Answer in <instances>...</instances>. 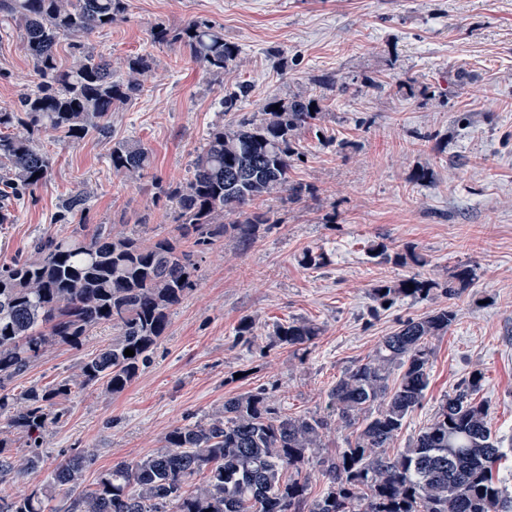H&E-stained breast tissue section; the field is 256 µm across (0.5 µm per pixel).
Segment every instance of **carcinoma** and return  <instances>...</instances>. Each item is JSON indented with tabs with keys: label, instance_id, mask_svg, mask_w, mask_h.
Wrapping results in <instances>:
<instances>
[{
	"label": "carcinoma",
	"instance_id": "carcinoma-1",
	"mask_svg": "<svg viewBox=\"0 0 512 512\" xmlns=\"http://www.w3.org/2000/svg\"><path fill=\"white\" fill-rule=\"evenodd\" d=\"M124 0H0V16L14 21L37 76L35 90L0 108V224L10 223V206L31 196L50 176V156L40 148L48 131L79 141L93 128L109 132L112 112L142 87L150 60L126 61V78L112 79V63L82 38L124 18ZM156 43L177 44L212 72L235 62L238 49L204 20L181 28L156 26ZM72 40L73 62L58 65L60 39ZM251 86L239 83L221 100L223 112L238 110ZM279 109H274V105ZM325 107L306 92L268 98L260 118H240L208 134L194 161L193 178L176 187L158 186L174 205V236L143 245L101 225L87 236L46 234L28 254L0 266V412L6 426L37 441L60 412L58 400L71 389L97 382L118 394L145 366L164 336L169 310L197 286L195 252L224 236L231 218L239 244L271 223L257 204L284 193L301 197L290 181L302 152L301 131L321 121ZM112 170L140 180L152 169L141 141L112 145ZM88 191L64 198L57 222L84 214ZM474 280L458 266L444 281L412 274L371 288L378 308L399 299H425L439 292L452 300ZM414 288H409L408 284ZM451 307L409 318L383 338L374 354L342 376L325 394L323 413L290 415L270 404L263 389L224 401V409L201 424L177 426L153 454L118 462L82 489L78 480L92 461L90 450L58 464L47 484L12 497L0 488V512H46L52 498L67 512H300L314 462L326 479L324 495L310 512H512V493L492 475L502 457V440L489 426V405L475 400L482 373L472 372L439 406L432 422L404 452H390L429 384L430 340L448 332ZM102 324L118 330L112 344L85 359L79 373L48 387L33 386L16 402L5 382L27 371L55 346L77 349ZM320 335L308 321L280 325L276 341L295 350ZM131 349L134 355H124ZM398 383H389L393 371ZM351 430L345 447L328 452L331 423ZM40 468L36 455L15 458L0 446V485ZM205 473L202 482L195 477Z\"/></svg>",
	"mask_w": 512,
	"mask_h": 512
}]
</instances>
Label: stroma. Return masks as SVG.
Listing matches in <instances>:
<instances>
[{
	"label": "stroma",
	"instance_id": "obj_1",
	"mask_svg": "<svg viewBox=\"0 0 512 512\" xmlns=\"http://www.w3.org/2000/svg\"><path fill=\"white\" fill-rule=\"evenodd\" d=\"M122 21L85 42L112 60L116 77L127 57L152 68L143 89L113 112L110 134L41 144L53 167L32 197L0 225V264L27 254L32 240L67 236L80 224H103L149 245L173 231L174 210L158 185L192 176L211 129L228 125L220 102L251 85L239 112L258 115L271 94L323 97L325 116L300 134L304 154L291 173L301 199L265 202L271 222L248 248L218 239L197 257L198 285L169 311L165 336L121 394L99 384L73 389L66 414L28 448L0 416V442L13 456L38 453L40 471L10 483L12 493L41 484L55 466L91 448L80 477L88 486L119 461L142 459L173 427L210 418L226 399L265 389L288 414L321 412L326 391L364 361L400 321L452 306L448 332L431 341L429 386L394 443L400 453L427 426L441 402L473 369L490 426L512 437V0H125ZM206 20L239 46L242 63L209 72L175 46L151 38L154 26ZM345 81L339 91L325 76ZM36 75L16 24L0 19V107L34 89ZM137 139L153 157L150 174L130 183L113 172L114 140ZM432 177L416 181L420 170ZM90 192L85 216L54 223L62 198ZM387 259L370 257L375 244ZM323 253L320 268L302 266L305 251ZM424 259L417 266L409 258ZM469 266L475 280L459 297L404 299L371 315V287L417 273L442 281ZM251 319L253 340L237 336ZM316 323L305 350L275 344L277 324ZM111 325L82 347L57 346L6 391L21 397L75 374L111 344Z\"/></svg>",
	"mask_w": 512,
	"mask_h": 512
}]
</instances>
